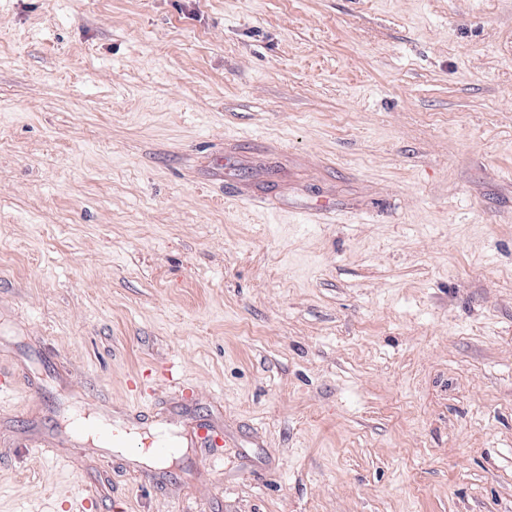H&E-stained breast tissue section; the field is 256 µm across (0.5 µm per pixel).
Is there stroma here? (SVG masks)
I'll return each mask as SVG.
<instances>
[{"mask_svg": "<svg viewBox=\"0 0 512 512\" xmlns=\"http://www.w3.org/2000/svg\"><path fill=\"white\" fill-rule=\"evenodd\" d=\"M1 375L0 512H512V0H0Z\"/></svg>", "mask_w": 512, "mask_h": 512, "instance_id": "1", "label": "stroma"}]
</instances>
